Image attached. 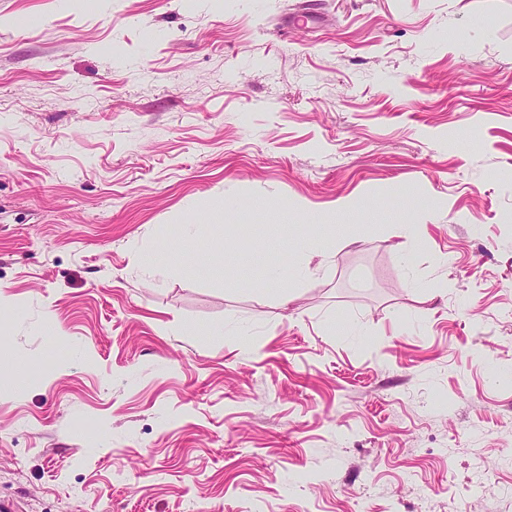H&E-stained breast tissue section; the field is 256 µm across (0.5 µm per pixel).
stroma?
<instances>
[{"instance_id":"35a3bbf8","label":"stroma","mask_w":512,"mask_h":512,"mask_svg":"<svg viewBox=\"0 0 512 512\" xmlns=\"http://www.w3.org/2000/svg\"><path fill=\"white\" fill-rule=\"evenodd\" d=\"M1 504L512 512V0H0Z\"/></svg>"}]
</instances>
